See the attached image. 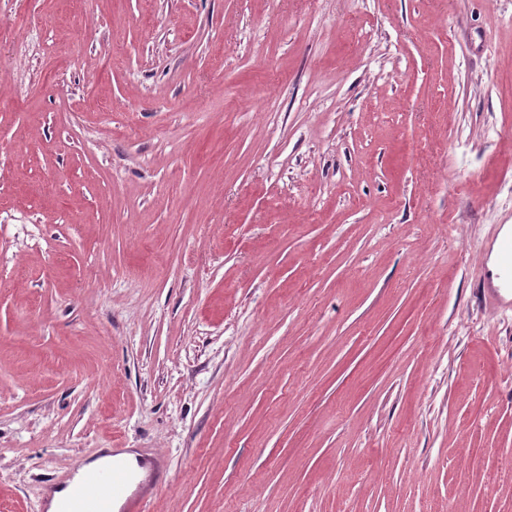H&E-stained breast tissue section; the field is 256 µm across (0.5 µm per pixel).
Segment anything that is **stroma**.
Segmentation results:
<instances>
[{
	"label": "stroma",
	"instance_id": "stroma-1",
	"mask_svg": "<svg viewBox=\"0 0 512 512\" xmlns=\"http://www.w3.org/2000/svg\"><path fill=\"white\" fill-rule=\"evenodd\" d=\"M0 512H512V0H0ZM492 251L500 253V265L496 274L482 271L477 286V294L484 300L491 299L504 310L512 309V228L496 236L491 243ZM510 294V298L507 295ZM130 476L121 466H103L73 485L63 512H110L113 500L124 499L121 512H146L151 492L145 486L128 495ZM111 506V508H110Z\"/></svg>",
	"mask_w": 512,
	"mask_h": 512
}]
</instances>
